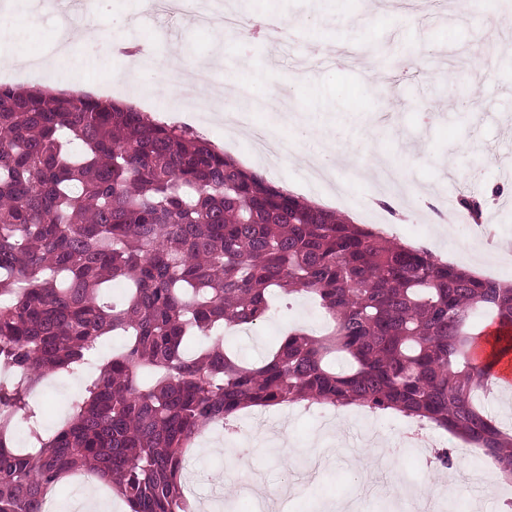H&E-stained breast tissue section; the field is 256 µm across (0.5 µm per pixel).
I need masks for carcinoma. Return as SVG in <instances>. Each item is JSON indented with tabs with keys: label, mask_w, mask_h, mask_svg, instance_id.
I'll list each match as a JSON object with an SVG mask.
<instances>
[{
	"label": "carcinoma",
	"mask_w": 512,
	"mask_h": 512,
	"mask_svg": "<svg viewBox=\"0 0 512 512\" xmlns=\"http://www.w3.org/2000/svg\"><path fill=\"white\" fill-rule=\"evenodd\" d=\"M459 205L479 221L482 203ZM126 295L109 299L112 282ZM310 296L259 364L224 331ZM512 351L503 287L284 191L185 125L82 92L0 84V512H41L84 469L132 512H195L186 449L249 407L360 406L427 421L512 479V429L477 393L486 320ZM84 378L49 429L30 393Z\"/></svg>",
	"instance_id": "1"
}]
</instances>
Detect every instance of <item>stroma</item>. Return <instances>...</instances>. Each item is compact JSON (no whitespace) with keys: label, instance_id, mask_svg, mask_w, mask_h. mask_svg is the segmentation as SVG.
Wrapping results in <instances>:
<instances>
[{"label":"stroma","instance_id":"stroma-1","mask_svg":"<svg viewBox=\"0 0 512 512\" xmlns=\"http://www.w3.org/2000/svg\"><path fill=\"white\" fill-rule=\"evenodd\" d=\"M145 8L144 0H95L93 19L111 34V43L74 39L67 57L21 78V85L82 89L106 97L110 85L121 82L125 89L119 101L133 102L155 117L165 116L174 106L161 83L151 73H143L139 78L150 96L142 98L117 45L133 40L162 57L175 47L198 59L220 49L216 83L244 77L274 79L290 101L295 119L280 121L276 111L261 107L253 118L294 142L295 151L272 168L250 155L247 138L227 144L219 125L205 128L209 140L269 181L294 186L298 197L325 199L327 210L353 223L385 228L401 241L427 246L448 263L486 275L487 263L470 248L478 240L487 248L492 242L480 240L462 221L456 201L463 194L478 198L493 194L501 203L512 200V179L502 174L503 163L512 159V42L497 45L485 36L493 25L499 36L512 39V10L462 16L451 0H405L399 8L389 0H245L244 12L286 15L292 21L291 32L277 44L234 40L220 45L214 32L184 28L180 19L152 22L145 17ZM57 18V13L47 11L34 24L26 9L18 7L9 21L29 55L47 56L57 37ZM340 49L351 60L336 76L332 57ZM419 50L424 53L422 67H407V57ZM369 63L374 71H366ZM306 66L311 80L298 81ZM328 137L339 153L351 154L352 159L336 165L315 189L300 158ZM383 162L399 170L398 185L389 192L375 174ZM387 192L409 211L406 223H395L387 209L372 206L375 196ZM425 198L447 202L446 214L454 220L453 238L438 235L420 205ZM292 326L322 332L320 308L307 298L274 302L257 326L225 332L224 346L237 351L245 362L255 363ZM326 412L342 426L339 454L313 462L311 448L330 437L323 418L316 415L291 420L289 439L300 450L292 462L280 463L273 451L257 450L253 462L265 485L293 488L291 494L275 499L272 512H332L342 496L353 499L355 512H407L405 502L387 493L363 491L355 454L364 446L366 432H375L390 444L407 427V419L362 408L330 406ZM218 437V432L207 433L186 453L197 495L219 512H250L251 500L223 478L225 456L208 448ZM472 465L471 459L455 458V480L439 501L441 512H466L470 505L479 506L481 512H499L497 499L470 483Z\"/></svg>","mask_w":512,"mask_h":512}]
</instances>
